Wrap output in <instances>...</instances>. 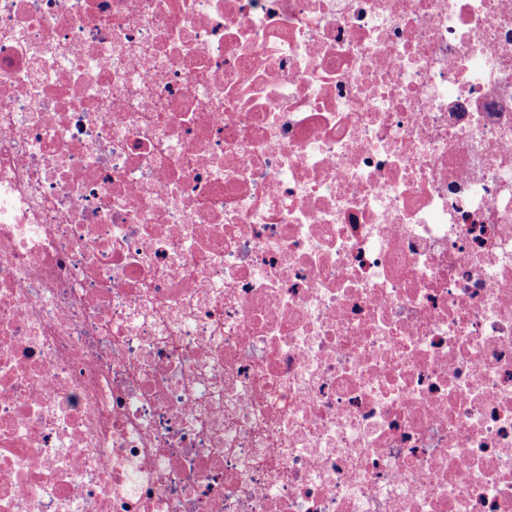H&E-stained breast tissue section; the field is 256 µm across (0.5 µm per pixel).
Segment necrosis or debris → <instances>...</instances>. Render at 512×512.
Returning a JSON list of instances; mask_svg holds the SVG:
<instances>
[{
	"instance_id": "4bbe7bcc",
	"label": "necrosis or debris",
	"mask_w": 512,
	"mask_h": 512,
	"mask_svg": "<svg viewBox=\"0 0 512 512\" xmlns=\"http://www.w3.org/2000/svg\"><path fill=\"white\" fill-rule=\"evenodd\" d=\"M0 512H512V0H0Z\"/></svg>"
}]
</instances>
